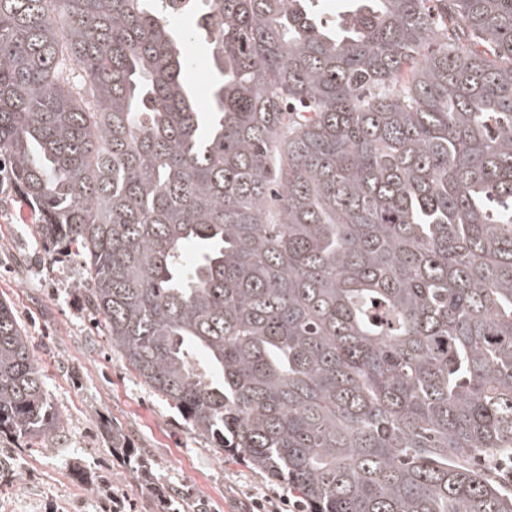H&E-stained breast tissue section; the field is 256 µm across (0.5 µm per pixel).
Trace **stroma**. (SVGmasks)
<instances>
[{
	"label": "stroma",
	"mask_w": 512,
	"mask_h": 512,
	"mask_svg": "<svg viewBox=\"0 0 512 512\" xmlns=\"http://www.w3.org/2000/svg\"><path fill=\"white\" fill-rule=\"evenodd\" d=\"M37 218L9 179L0 180V301L25 329L61 419L49 437L0 433V512H109L124 497L134 512H252L279 506L287 485L232 452L216 454L181 413L115 351L87 309L75 257L49 255ZM113 423L147 459L159 494L146 490L104 429ZM170 503H163V496Z\"/></svg>",
	"instance_id": "stroma-1"
}]
</instances>
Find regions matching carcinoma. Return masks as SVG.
<instances>
[{
	"mask_svg": "<svg viewBox=\"0 0 512 512\" xmlns=\"http://www.w3.org/2000/svg\"><path fill=\"white\" fill-rule=\"evenodd\" d=\"M0 0V155L112 347L311 512H512V0ZM196 244L194 256L183 252ZM60 419L0 302V432ZM345 4V1L341 0H321L315 2V11L319 22L325 27L335 26L346 8ZM188 53L194 57L202 56L206 59L207 63L205 68L196 69L190 65L189 71L187 72V80L190 83L191 88L194 90L197 99L201 102H205L210 94L214 74L212 73L208 62L207 45L204 42V33L202 34L201 39L189 48Z\"/></svg>",
	"mask_w": 512,
	"mask_h": 512,
	"instance_id": "carcinoma-1",
	"label": "carcinoma"
}]
</instances>
